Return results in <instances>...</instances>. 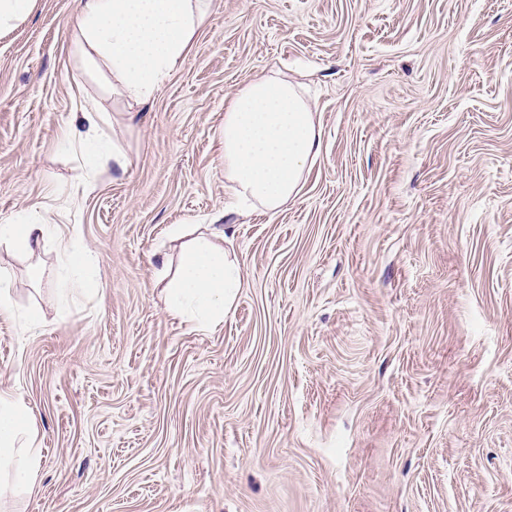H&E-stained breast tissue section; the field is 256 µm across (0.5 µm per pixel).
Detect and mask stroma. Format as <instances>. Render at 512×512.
Listing matches in <instances>:
<instances>
[{
    "label": "stroma",
    "instance_id": "1",
    "mask_svg": "<svg viewBox=\"0 0 512 512\" xmlns=\"http://www.w3.org/2000/svg\"><path fill=\"white\" fill-rule=\"evenodd\" d=\"M77 2L0 31V221L75 235L98 282L60 289L55 238L0 245V392L41 450L0 512H512V0H215L139 112L76 54ZM266 75L303 82L322 152L229 217L243 286L198 329L155 270L231 205L224 103ZM88 98L129 158L90 192L61 142ZM34 212L23 211L0 224V243L12 245L29 256H35L49 235H56L55 224Z\"/></svg>",
    "mask_w": 512,
    "mask_h": 512
}]
</instances>
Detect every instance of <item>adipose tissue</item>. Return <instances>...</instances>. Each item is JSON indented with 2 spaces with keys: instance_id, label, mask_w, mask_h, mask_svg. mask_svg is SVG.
<instances>
[{
  "instance_id": "obj_1",
  "label": "adipose tissue",
  "mask_w": 512,
  "mask_h": 512,
  "mask_svg": "<svg viewBox=\"0 0 512 512\" xmlns=\"http://www.w3.org/2000/svg\"><path fill=\"white\" fill-rule=\"evenodd\" d=\"M212 6L213 0H78L75 51L107 69L113 90L129 106H144L186 60ZM322 136L311 106L287 80L263 76L235 92L224 109L221 131L224 179L235 199V214L247 216L258 207L274 213L296 197L320 153ZM55 231L38 214L23 211L0 223V243L33 256ZM168 235L179 253L177 262H162L156 272L166 312L202 329L221 324L242 286L238 258L220 245L226 237L223 225L208 224L193 236L175 224ZM56 237L60 282L91 290V278H71L89 265L88 251L76 238ZM18 447L25 459L21 477L34 481L40 451L33 412L21 400L0 393V461Z\"/></svg>"
}]
</instances>
